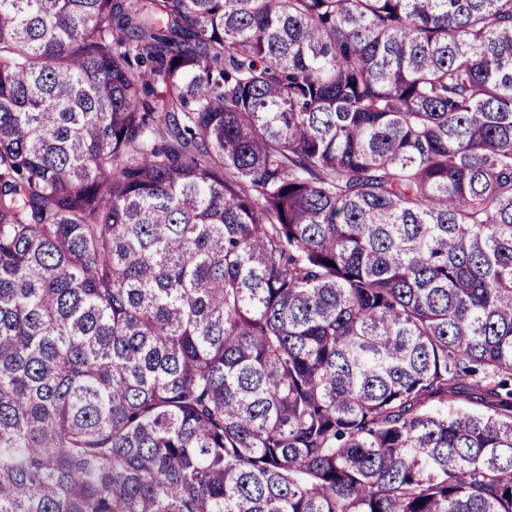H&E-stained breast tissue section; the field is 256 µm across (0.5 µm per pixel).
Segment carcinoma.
<instances>
[{"instance_id": "obj_1", "label": "carcinoma", "mask_w": 512, "mask_h": 512, "mask_svg": "<svg viewBox=\"0 0 512 512\" xmlns=\"http://www.w3.org/2000/svg\"><path fill=\"white\" fill-rule=\"evenodd\" d=\"M0 512H512V0H0Z\"/></svg>"}]
</instances>
